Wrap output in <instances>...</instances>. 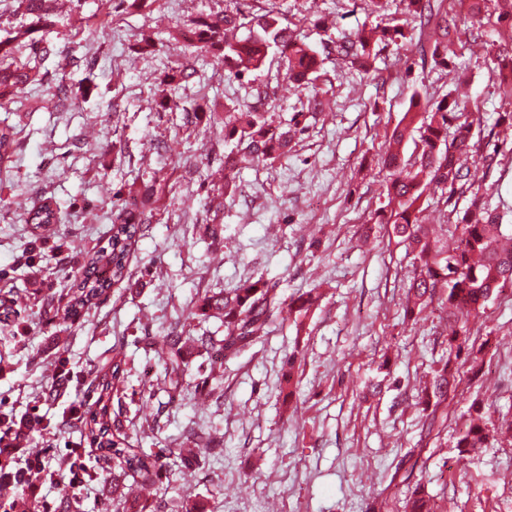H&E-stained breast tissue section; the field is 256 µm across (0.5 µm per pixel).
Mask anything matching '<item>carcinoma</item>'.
<instances>
[{
	"mask_svg": "<svg viewBox=\"0 0 512 512\" xmlns=\"http://www.w3.org/2000/svg\"><path fill=\"white\" fill-rule=\"evenodd\" d=\"M26 11L38 21L52 25L47 0H20ZM407 13L419 19V26L427 29L430 37L431 60L434 65L448 64L453 52L457 19L448 16L443 0H403ZM288 18L278 10L265 9L250 17L238 11L201 17L186 28L180 36L192 34L187 45L223 54L224 64L235 77L261 70L271 55H277L285 65V79L294 86L306 89L317 78L321 59L318 52L297 38L286 25ZM252 29V35L239 39L237 31L243 26ZM407 45L411 40L404 24L395 23L381 30V36L365 28L342 35L324 46L327 54L368 71L377 56L378 40ZM40 75L37 67L24 65L13 68L0 66V99L22 92ZM499 86L512 94V59H503L497 66ZM255 101L243 109L224 110V141L232 145L224 154V166L233 168L239 159L263 163L286 153L297 134L294 127L274 126L262 111L266 91L259 84L254 88ZM465 107L447 95L434 104L412 95L409 106L387 139L388 146L382 164L390 170L385 189L390 215L379 214V224L393 225V233L413 254L411 284L407 294L404 318L417 320L418 315L436 305L448 317V352H460L456 312L466 310L480 317L490 297L506 285L512 286V244L503 243L500 217L486 209L479 200L456 215L454 223L439 225V231L430 230L421 214V200L426 186L433 184L441 190L440 200L448 205L451 191L463 189L469 182L468 158L481 150V145L470 137V124L463 120ZM454 128L448 138V128ZM417 134L415 151L402 160L401 149L406 136ZM16 142V130L10 125L0 127V163L9 161ZM139 200L118 210L108 245L86 252L85 264L79 279L69 288V300L64 316L70 318L97 304L109 294L112 285L127 276L128 259L132 246L139 237L141 225L153 218L151 205L157 188L147 183L135 190ZM31 224L46 227L57 223L53 202L43 200L26 212ZM317 302L309 293L291 301L288 307L276 300L274 289L261 279L243 281L228 293L206 295L198 306L199 315L216 318L224 324V337L185 336L175 326L151 338V345L165 365L170 390L176 393L182 387V375L187 367L185 350L192 348L208 352L239 351L266 334L275 318L284 312H308ZM457 369L448 360L434 370L431 390L418 397L422 412L427 414L428 430L444 426L438 420L437 407L456 389ZM124 360L114 356L102 366L95 367L87 382L86 393L94 399L95 409L80 419L84 439L97 451V461L112 469V505L125 504L137 489L155 486L165 466V459L175 455L188 464L200 452H217L219 444L210 431L192 428L179 448H161L157 452L138 448L129 439L120 420L111 417L109 403L116 384L124 378ZM43 426L38 415L17 416L0 414V512H36L35 482L54 474L51 461L27 451L26 441L36 429ZM490 430L480 419H468L465 431L459 436V452H472L487 445ZM62 464L79 479L94 477L81 457L75 453L62 459ZM405 512H435L434 504L421 484H415L405 505Z\"/></svg>",
	"mask_w": 512,
	"mask_h": 512,
	"instance_id": "carcinoma-1",
	"label": "carcinoma"
}]
</instances>
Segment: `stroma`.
Segmentation results:
<instances>
[{"label": "stroma", "mask_w": 512, "mask_h": 512, "mask_svg": "<svg viewBox=\"0 0 512 512\" xmlns=\"http://www.w3.org/2000/svg\"><path fill=\"white\" fill-rule=\"evenodd\" d=\"M233 0H59L54 26L37 22L19 0H0V38H12L14 63L36 62L33 42L56 50L39 63L44 78L0 100V125L17 130L15 151L0 164V411L43 416L49 426L34 450L56 456L95 452L78 418L91 405L88 372L111 350L127 361L113 393L131 437L166 448L191 427L208 428L221 453L201 454L192 470L170 459L155 490L140 494L145 512L160 501L188 500L203 512H404L406 486L393 483L401 459L417 454L422 482L438 512H512V442L459 455L470 413L490 426L512 420V288L495 293L481 318L465 317L457 359L460 383L438 411L439 437L422 428L417 388L448 356L440 313L403 319L411 259L392 229L374 223L386 204L381 164L386 132L412 94L468 95L471 136L493 146V166L469 159L471 187L454 193L458 210L480 197L512 234V113L499 90L496 62L512 57V19L499 0H483L481 22L460 26L447 66L420 60L417 44L383 50L369 73L325 58L312 88L298 91L265 76L272 124L300 128L287 157L234 170L224 190L225 108L250 100L216 52L185 48L177 32L189 20ZM292 30L314 50L361 26L397 19L414 27L402 0L385 13L370 0H276ZM190 78L167 87L165 73ZM77 99L57 101L58 83ZM194 104L199 120L162 110L163 97ZM154 181V218L131 250L126 279L76 320L64 319L65 289L87 250L106 245L117 199ZM55 201L50 230L25 210ZM275 283L278 298L313 292L304 315L273 323L243 351L225 356L220 380H207L205 353L186 354L182 391L170 397L163 363L149 344L185 320L190 336L222 338L217 319L190 318L202 297L247 279ZM53 311H45V299ZM485 347L479 373L470 352ZM62 357L65 374L48 367ZM153 389L150 413L142 392Z\"/></svg>", "instance_id": "35a3bbf8"}]
</instances>
